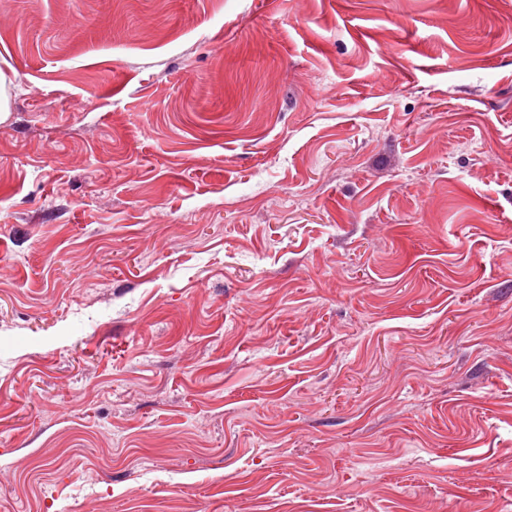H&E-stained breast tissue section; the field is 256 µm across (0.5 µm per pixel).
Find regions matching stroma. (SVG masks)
I'll return each instance as SVG.
<instances>
[{"instance_id":"35a3bbf8","label":"stroma","mask_w":512,"mask_h":512,"mask_svg":"<svg viewBox=\"0 0 512 512\" xmlns=\"http://www.w3.org/2000/svg\"><path fill=\"white\" fill-rule=\"evenodd\" d=\"M0 512H512V0H0Z\"/></svg>"}]
</instances>
